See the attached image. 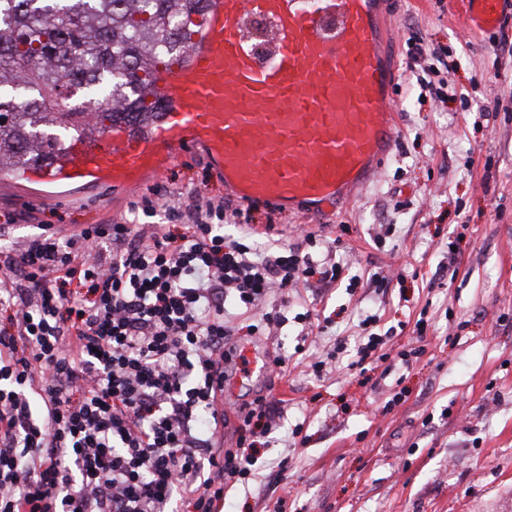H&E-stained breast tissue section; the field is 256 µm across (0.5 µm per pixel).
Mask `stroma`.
Segmentation results:
<instances>
[{
  "label": "stroma",
  "instance_id": "35a3bbf8",
  "mask_svg": "<svg viewBox=\"0 0 512 512\" xmlns=\"http://www.w3.org/2000/svg\"><path fill=\"white\" fill-rule=\"evenodd\" d=\"M391 10L397 140L379 172L320 220L261 202L252 213L267 254L299 244L314 258L334 256L346 277L270 297L288 323L235 336L238 348L287 362L226 386L234 408L260 394L278 402L255 447V478L229 492L227 512H512V7L493 33L466 28L448 0H393ZM419 44L444 50L448 101L421 98L411 69ZM153 187L173 202L198 193L239 205L198 149L144 185L69 199L52 184L0 178V238L24 240L42 223L69 233L119 221ZM269 223L274 234H263ZM377 276L386 288L376 289ZM305 311L322 331L304 339L294 317ZM371 314L376 333L396 331L385 373L352 366L358 323ZM420 319L426 352L402 366L397 353L415 346ZM318 360L327 363L319 377L310 368ZM399 391L403 402L385 411ZM283 459L288 478L278 482L272 470Z\"/></svg>",
  "mask_w": 512,
  "mask_h": 512
}]
</instances>
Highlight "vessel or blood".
<instances>
[{"label":"vessel or blood","mask_w":512,"mask_h":512,"mask_svg":"<svg viewBox=\"0 0 512 512\" xmlns=\"http://www.w3.org/2000/svg\"><path fill=\"white\" fill-rule=\"evenodd\" d=\"M505 0H464L497 28ZM189 52L159 69L147 127L73 140L34 183L136 187L201 147L240 200L317 218L352 199L396 143L386 0H209Z\"/></svg>","instance_id":"1"}]
</instances>
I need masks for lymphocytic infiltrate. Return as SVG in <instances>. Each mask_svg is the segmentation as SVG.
I'll use <instances>...</instances> for the list:
<instances>
[{"label": "lymphocytic infiltrate", "instance_id": "1", "mask_svg": "<svg viewBox=\"0 0 512 512\" xmlns=\"http://www.w3.org/2000/svg\"><path fill=\"white\" fill-rule=\"evenodd\" d=\"M0 243V512H218L249 482L254 445L214 448L236 348L230 309L336 281L300 246L265 256L227 239L249 215L209 197L139 224Z\"/></svg>", "mask_w": 512, "mask_h": 512}]
</instances>
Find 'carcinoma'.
<instances>
[{"instance_id": "obj_1", "label": "carcinoma", "mask_w": 512, "mask_h": 512, "mask_svg": "<svg viewBox=\"0 0 512 512\" xmlns=\"http://www.w3.org/2000/svg\"><path fill=\"white\" fill-rule=\"evenodd\" d=\"M208 0H0V173L54 163L56 135L164 109L159 64L193 44Z\"/></svg>"}]
</instances>
